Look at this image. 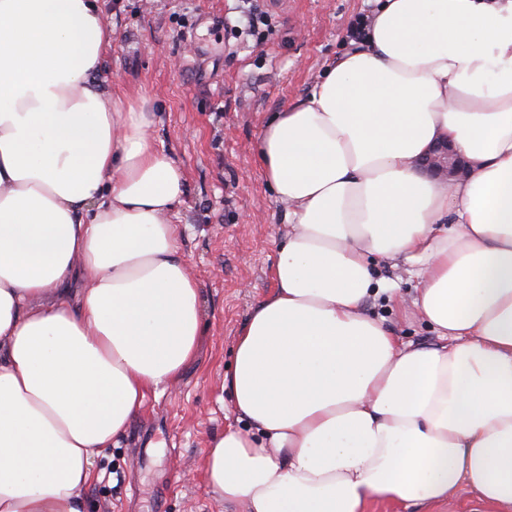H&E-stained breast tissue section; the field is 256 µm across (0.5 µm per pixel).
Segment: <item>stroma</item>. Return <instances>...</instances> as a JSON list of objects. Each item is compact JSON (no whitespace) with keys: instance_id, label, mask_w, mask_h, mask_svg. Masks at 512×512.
Masks as SVG:
<instances>
[{"instance_id":"obj_1","label":"stroma","mask_w":512,"mask_h":512,"mask_svg":"<svg viewBox=\"0 0 512 512\" xmlns=\"http://www.w3.org/2000/svg\"><path fill=\"white\" fill-rule=\"evenodd\" d=\"M112 27L100 78L145 98L153 147L182 169L174 210L181 250L201 286L203 336L174 386L151 391L126 434L94 462L88 512H244L217 499L203 472L212 435L235 421L224 375L238 333L273 290L283 211L256 145L265 121L307 96L347 46L365 0H99ZM264 13L260 34L249 27ZM366 310L399 339L434 344L421 322L381 302Z\"/></svg>"}]
</instances>
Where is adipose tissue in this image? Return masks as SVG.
<instances>
[{"mask_svg": "<svg viewBox=\"0 0 512 512\" xmlns=\"http://www.w3.org/2000/svg\"><path fill=\"white\" fill-rule=\"evenodd\" d=\"M257 153L284 209L274 292L224 377L204 470L247 512H512V0H367ZM98 0H0V512H86L95 459L178 381L201 291L182 171L99 77ZM453 142L466 179L425 176ZM404 266L411 293L378 277ZM438 339L402 342L368 300Z\"/></svg>", "mask_w": 512, "mask_h": 512, "instance_id": "adipose-tissue-1", "label": "adipose tissue"}]
</instances>
